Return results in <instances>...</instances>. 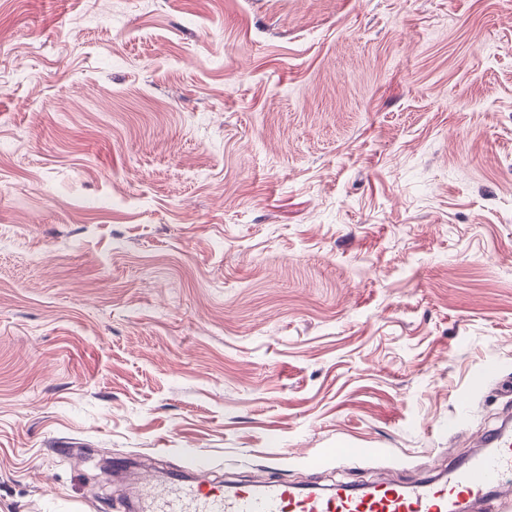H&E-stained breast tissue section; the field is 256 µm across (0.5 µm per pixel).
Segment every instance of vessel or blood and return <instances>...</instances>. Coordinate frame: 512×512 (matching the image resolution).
I'll return each instance as SVG.
<instances>
[{"mask_svg": "<svg viewBox=\"0 0 512 512\" xmlns=\"http://www.w3.org/2000/svg\"><path fill=\"white\" fill-rule=\"evenodd\" d=\"M484 452L448 472L411 484L351 485L327 493L282 481L158 482L145 479L141 512H450L456 503L512 501V428L490 434Z\"/></svg>", "mask_w": 512, "mask_h": 512, "instance_id": "1", "label": "vessel or blood"}]
</instances>
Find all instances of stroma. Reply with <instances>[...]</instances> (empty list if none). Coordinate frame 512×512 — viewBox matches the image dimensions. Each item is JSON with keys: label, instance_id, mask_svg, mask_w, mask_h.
I'll return each instance as SVG.
<instances>
[{"label": "stroma", "instance_id": "35a3bbf8", "mask_svg": "<svg viewBox=\"0 0 512 512\" xmlns=\"http://www.w3.org/2000/svg\"><path fill=\"white\" fill-rule=\"evenodd\" d=\"M512 409V0H0V512L447 471Z\"/></svg>", "mask_w": 512, "mask_h": 512}]
</instances>
